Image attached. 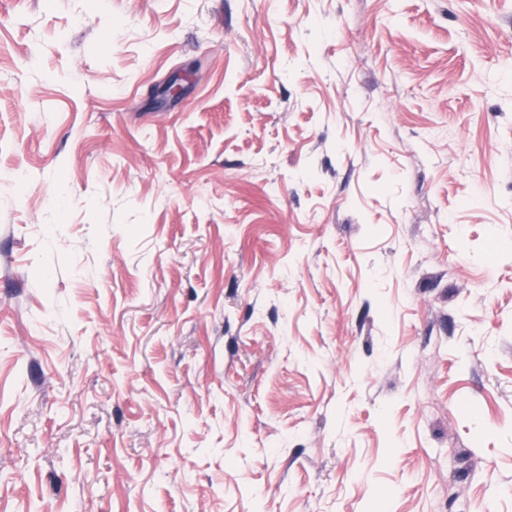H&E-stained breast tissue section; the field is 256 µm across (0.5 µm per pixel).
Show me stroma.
I'll list each match as a JSON object with an SVG mask.
<instances>
[{"label": "stroma", "instance_id": "stroma-1", "mask_svg": "<svg viewBox=\"0 0 512 512\" xmlns=\"http://www.w3.org/2000/svg\"><path fill=\"white\" fill-rule=\"evenodd\" d=\"M0 512H512V0H0Z\"/></svg>", "mask_w": 512, "mask_h": 512}]
</instances>
